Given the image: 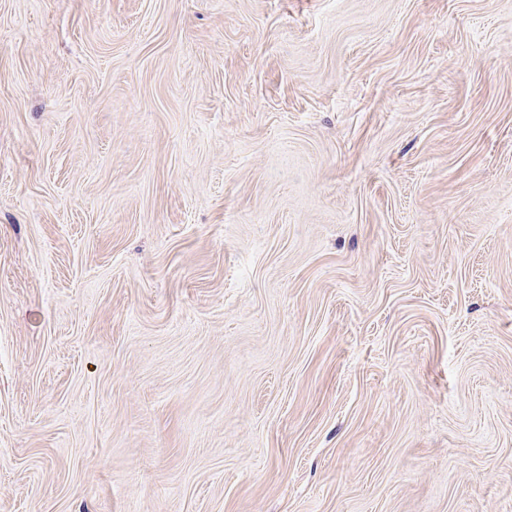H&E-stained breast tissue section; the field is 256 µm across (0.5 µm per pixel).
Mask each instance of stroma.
<instances>
[{
    "mask_svg": "<svg viewBox=\"0 0 512 512\" xmlns=\"http://www.w3.org/2000/svg\"><path fill=\"white\" fill-rule=\"evenodd\" d=\"M0 512H512V0H0Z\"/></svg>",
    "mask_w": 512,
    "mask_h": 512,
    "instance_id": "stroma-1",
    "label": "stroma"
}]
</instances>
